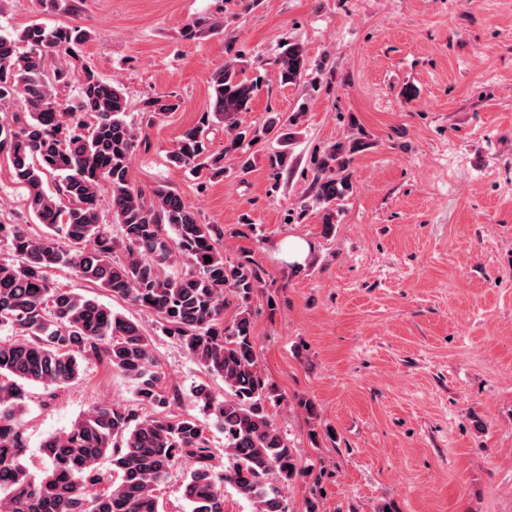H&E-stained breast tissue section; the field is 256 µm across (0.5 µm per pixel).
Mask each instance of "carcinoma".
Returning a JSON list of instances; mask_svg holds the SVG:
<instances>
[{
	"mask_svg": "<svg viewBox=\"0 0 512 512\" xmlns=\"http://www.w3.org/2000/svg\"><path fill=\"white\" fill-rule=\"evenodd\" d=\"M34 3L38 14L77 16L84 7V0ZM223 26L221 19L197 18L184 33L194 38ZM90 38L79 25L48 28L37 20L14 37L0 36V156L43 226L35 234L26 224L0 222V245L18 257L0 262V327L11 332L0 340V512H159L156 491L184 460L191 462L183 485L190 512H224L225 488L253 512H287L284 491L304 470L270 420L268 404L278 395L257 372L250 313L224 323L226 294L247 301L262 270L249 259L224 257L217 225L201 223L173 187L159 184L147 193L129 181L131 160L147 138L127 120L122 88L84 58ZM273 64L286 85L303 76L309 61L301 44L288 41ZM74 84L78 96L62 112L59 97ZM212 89L196 125L169 152L175 167L203 172L209 181L224 177L226 157L243 154L274 125L238 122L258 90L238 55L214 72ZM177 108L168 95L143 103L153 116ZM215 124L227 135L219 152L210 151L206 139ZM361 148L356 139L341 140L314 159L312 188L327 234ZM104 191L117 236L99 224ZM118 252L124 259H114ZM177 263L186 271L173 276L168 268ZM59 266L151 311L198 365L224 379L222 397L205 383L193 391L194 405L224 430V469L213 464L195 415L155 411L180 395L162 386L143 327L94 298L55 287L49 271ZM93 359L134 382L135 402L154 412L96 405L42 442L49 466L38 477L30 474L22 464L28 448L20 420L23 386L68 383ZM105 459L110 475L100 468Z\"/></svg>",
	"mask_w": 512,
	"mask_h": 512,
	"instance_id": "obj_1",
	"label": "carcinoma"
}]
</instances>
